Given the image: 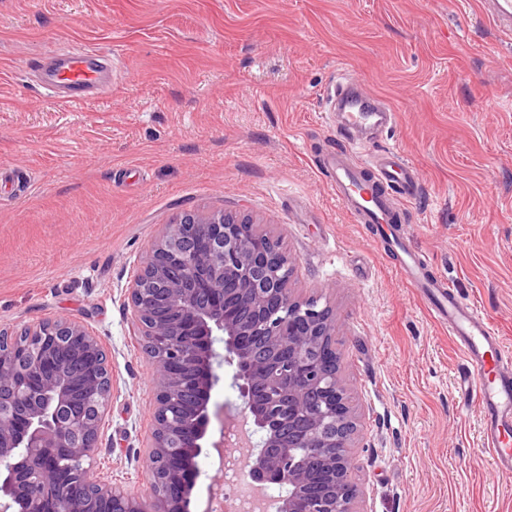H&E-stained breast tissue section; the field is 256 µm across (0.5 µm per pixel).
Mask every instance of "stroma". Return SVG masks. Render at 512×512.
Here are the masks:
<instances>
[{
    "mask_svg": "<svg viewBox=\"0 0 512 512\" xmlns=\"http://www.w3.org/2000/svg\"><path fill=\"white\" fill-rule=\"evenodd\" d=\"M68 43L112 57L75 108L28 79ZM344 72L395 113L364 155L398 148L420 175L404 243L512 349V37L479 0H0V328L67 318L105 347L95 474L149 492L156 390L125 289L173 218L224 209L336 314L363 512H512L459 348L321 167Z\"/></svg>",
    "mask_w": 512,
    "mask_h": 512,
    "instance_id": "35a3bbf8",
    "label": "stroma"
}]
</instances>
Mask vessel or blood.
<instances>
[{
    "label": "vessel or blood",
    "instance_id": "b4317fda",
    "mask_svg": "<svg viewBox=\"0 0 512 512\" xmlns=\"http://www.w3.org/2000/svg\"><path fill=\"white\" fill-rule=\"evenodd\" d=\"M482 6L496 27L511 36L512 0H482ZM108 65L106 56L74 46L56 55L53 69H39L38 78L57 103L77 106L85 104L86 90L96 86L100 71ZM328 110L336 115L337 131L350 136L348 150L327 154L322 160L337 201L355 223L378 225L382 241H394L403 222L404 203L420 191L418 171L394 148L366 160L357 153L358 133L391 125L393 112L382 102L370 101L361 84L350 78L336 84ZM426 265L419 251L407 247L399 273L425 297L431 317L456 338L467 368L463 385L481 411L483 441L495 467L511 474L512 355L474 305L457 298L444 280L425 276Z\"/></svg>",
    "mask_w": 512,
    "mask_h": 512
}]
</instances>
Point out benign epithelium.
<instances>
[{
  "label": "benign epithelium",
  "mask_w": 512,
  "mask_h": 512,
  "mask_svg": "<svg viewBox=\"0 0 512 512\" xmlns=\"http://www.w3.org/2000/svg\"><path fill=\"white\" fill-rule=\"evenodd\" d=\"M293 267L261 225L223 210L185 213L152 245L126 287L156 386L145 498L92 472L112 383L97 338L67 319L0 329V512H190L197 459L224 456V435L208 432L225 364L244 404L251 485L285 490L276 512H359L336 319L297 294Z\"/></svg>",
  "instance_id": "1"
}]
</instances>
